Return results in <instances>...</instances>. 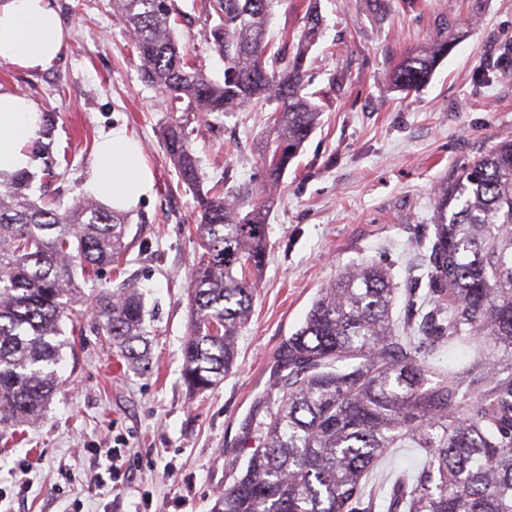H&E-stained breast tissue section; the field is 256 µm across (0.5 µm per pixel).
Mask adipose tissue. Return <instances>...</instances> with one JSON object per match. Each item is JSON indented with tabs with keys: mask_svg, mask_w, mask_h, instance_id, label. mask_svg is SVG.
<instances>
[{
	"mask_svg": "<svg viewBox=\"0 0 512 512\" xmlns=\"http://www.w3.org/2000/svg\"><path fill=\"white\" fill-rule=\"evenodd\" d=\"M67 39L51 0H0L1 62L30 71L45 70L61 54ZM40 117L34 102L0 92L1 176L32 166L30 147L39 136ZM154 189L139 143L122 128L100 134L85 193L108 208L125 211L151 197Z\"/></svg>",
	"mask_w": 512,
	"mask_h": 512,
	"instance_id": "ef3b65f1",
	"label": "adipose tissue"
}]
</instances>
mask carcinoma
<instances>
[{"label": "carcinoma", "instance_id": "1", "mask_svg": "<svg viewBox=\"0 0 512 512\" xmlns=\"http://www.w3.org/2000/svg\"><path fill=\"white\" fill-rule=\"evenodd\" d=\"M277 0H203L218 23L206 40L224 63L206 74L175 37L174 0H113L140 61L167 109L202 118L275 105L272 135L259 149L275 184L315 129L321 106L303 94L308 50L321 35L317 0L302 4L296 51L265 41ZM448 55L437 36L390 75L410 93ZM178 184L197 189L199 161L178 122L163 131ZM20 172L0 183V427L39 415L51 399L65 322L81 328L82 284L126 261L127 214L78 196L66 206L39 203ZM251 188L198 193V262L188 288L191 332L182 348L192 393L216 386L233 368L236 338L248 321L268 253L271 201ZM251 210L243 211L244 206ZM428 291L407 322L391 316L389 269L364 262L320 289L303 325L279 347L274 406L246 427L254 442L242 474L214 512H512V138L460 169L435 203ZM97 330L131 362L149 365L138 288L121 282L94 290ZM446 349L470 359L434 373ZM394 448L421 454L382 494L378 469Z\"/></svg>", "mask_w": 512, "mask_h": 512}]
</instances>
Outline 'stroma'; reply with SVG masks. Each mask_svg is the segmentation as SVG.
I'll return each mask as SVG.
<instances>
[{
  "label": "stroma",
  "mask_w": 512,
  "mask_h": 512,
  "mask_svg": "<svg viewBox=\"0 0 512 512\" xmlns=\"http://www.w3.org/2000/svg\"><path fill=\"white\" fill-rule=\"evenodd\" d=\"M186 13L177 38L207 73L224 65L204 33L214 21L201 0H175ZM70 39L52 67L31 72L0 62V90L38 104L32 146L35 200L69 202L83 192L102 132L125 128L141 145L155 193L129 213L125 278L145 303L148 370L119 360L92 321L63 349L59 388L36 420L0 439V512H213L251 449L245 427L276 401V355L302 325L320 288L365 260L387 266L404 321L427 290L440 186L512 135V0H318L323 33L310 50L309 92L350 69L320 126L268 191L271 250L260 275L236 364L213 389L190 394L182 380L189 334L188 283L197 259V197L180 186L161 132L179 113L141 78L112 0H52ZM453 48L411 94L390 87L393 67L437 35ZM270 107L226 113L214 126L192 120L189 141L203 188H264L257 150ZM102 448L120 455L123 483L98 488ZM28 473H20V463ZM29 490L20 493L18 484Z\"/></svg>",
  "instance_id": "1"
}]
</instances>
